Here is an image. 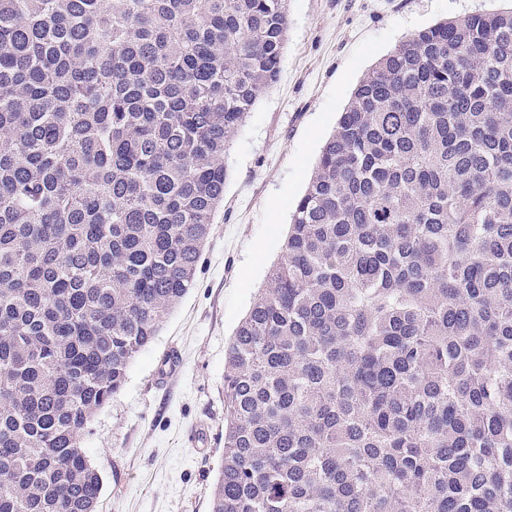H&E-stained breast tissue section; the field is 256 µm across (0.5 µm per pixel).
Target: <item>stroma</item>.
<instances>
[{"label": "stroma", "instance_id": "stroma-1", "mask_svg": "<svg viewBox=\"0 0 512 512\" xmlns=\"http://www.w3.org/2000/svg\"><path fill=\"white\" fill-rule=\"evenodd\" d=\"M512 0H288L281 74L227 158L221 209L195 284L129 366L81 446L97 512H210L224 451V355L282 255L320 151L372 66L437 22Z\"/></svg>", "mask_w": 512, "mask_h": 512}]
</instances>
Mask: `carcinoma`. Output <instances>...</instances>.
Masks as SVG:
<instances>
[{
    "mask_svg": "<svg viewBox=\"0 0 512 512\" xmlns=\"http://www.w3.org/2000/svg\"><path fill=\"white\" fill-rule=\"evenodd\" d=\"M288 0H0V512H96L80 439L195 282ZM211 512H512V7L355 88L224 358Z\"/></svg>",
    "mask_w": 512,
    "mask_h": 512,
    "instance_id": "obj_1",
    "label": "carcinoma"
}]
</instances>
